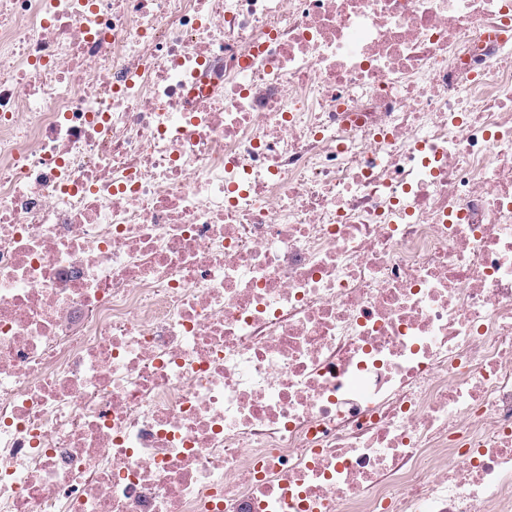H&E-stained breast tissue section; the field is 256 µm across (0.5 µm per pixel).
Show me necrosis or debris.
Listing matches in <instances>:
<instances>
[{
  "instance_id": "1",
  "label": "necrosis or debris",
  "mask_w": 512,
  "mask_h": 512,
  "mask_svg": "<svg viewBox=\"0 0 512 512\" xmlns=\"http://www.w3.org/2000/svg\"><path fill=\"white\" fill-rule=\"evenodd\" d=\"M0 512H512V0H0Z\"/></svg>"
}]
</instances>
